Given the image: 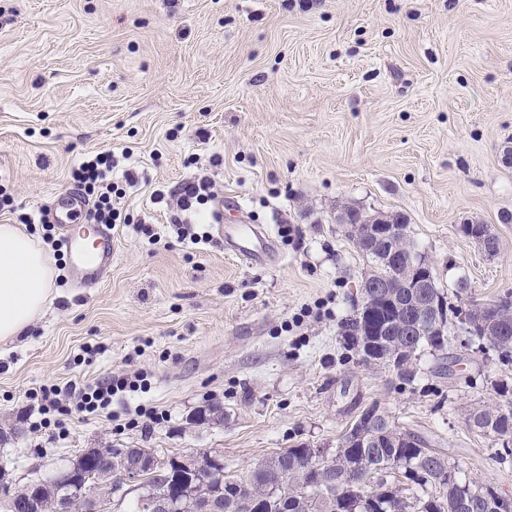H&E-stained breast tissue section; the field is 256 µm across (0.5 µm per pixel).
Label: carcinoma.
Wrapping results in <instances>:
<instances>
[{"label": "carcinoma", "instance_id": "carcinoma-1", "mask_svg": "<svg viewBox=\"0 0 512 512\" xmlns=\"http://www.w3.org/2000/svg\"><path fill=\"white\" fill-rule=\"evenodd\" d=\"M394 220L401 230L399 252L397 259L382 268L384 275L398 284V287L389 289L390 298L397 306H407L414 323L417 313L410 303L414 294L419 292L438 305L439 322L425 321L417 328H410L408 333L398 330L395 324L386 327L384 322L397 319V315L379 300L371 312L342 322L341 328L350 348L354 350L357 347L354 332H381L385 356L380 361L392 364L399 379L409 384L414 381L415 372L412 369L398 371L401 347L412 345L417 351H442L448 341V328L456 327L467 335L469 341L496 351L501 364L512 366V315L505 311L497 314L495 329L488 334L483 326L476 323L475 315H470L468 322L463 320L469 309V304L462 298L467 283L460 282L454 303L448 301L435 283L430 288L400 287L404 281L403 262L423 261L425 257L408 238L407 219L398 215ZM495 391L501 400L492 405L472 407L467 420H477L473 428L501 442L502 451L498 452L497 460L505 465L512 462V388L501 381L495 384ZM399 433L395 441L379 438L378 445L372 448H364L355 441L348 447L336 448L323 462L327 471L318 486L312 483L307 446L303 444L276 453L243 475L203 470L194 475L171 467L143 475L140 484L144 491L156 493L165 492L176 484H196L198 491L224 502V512H363V483L357 476L345 475V468L366 457L380 467L394 465L395 471L403 474L410 485L422 491L420 495L408 496L404 494L405 488L382 481L377 485V492L382 503L387 505L383 512H451L448 496L440 491L443 483L433 479L426 468L427 461L440 452L430 447V442L419 434L402 429ZM93 485L95 503L91 506L86 503L81 490L69 484L48 485L43 490L42 502L46 509L51 510L56 507V500L67 498L75 512H85L91 507L96 512H111L110 485L102 480L93 482Z\"/></svg>", "mask_w": 512, "mask_h": 512}]
</instances>
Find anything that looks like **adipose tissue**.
I'll return each mask as SVG.
<instances>
[{"label": "adipose tissue", "mask_w": 512, "mask_h": 512, "mask_svg": "<svg viewBox=\"0 0 512 512\" xmlns=\"http://www.w3.org/2000/svg\"><path fill=\"white\" fill-rule=\"evenodd\" d=\"M55 274L21 225L0 224V342L22 336L51 302Z\"/></svg>", "instance_id": "1"}]
</instances>
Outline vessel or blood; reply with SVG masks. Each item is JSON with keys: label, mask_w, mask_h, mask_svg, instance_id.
<instances>
[{"label": "vessel or blood", "mask_w": 512, "mask_h": 512, "mask_svg": "<svg viewBox=\"0 0 512 512\" xmlns=\"http://www.w3.org/2000/svg\"><path fill=\"white\" fill-rule=\"evenodd\" d=\"M87 211V201L78 193L67 190L58 211L47 212L46 217L49 222L64 225L61 244L69 262L81 273L84 282L91 284L111 269L116 244L111 225L97 224L91 231H82V216ZM219 231L230 252L241 258L256 260L272 248L271 239L253 226L223 224Z\"/></svg>", "instance_id": "obj_1"}]
</instances>
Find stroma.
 <instances>
[{
    "mask_svg": "<svg viewBox=\"0 0 512 512\" xmlns=\"http://www.w3.org/2000/svg\"><path fill=\"white\" fill-rule=\"evenodd\" d=\"M512 0H0V186L35 213L86 156L128 152L112 203L117 255L98 285L75 287L51 254L57 294L27 335L0 343V476L45 478L108 444L158 458L198 452L243 474L299 444L335 448L378 405L451 451L461 478L512 497V467L465 416L495 400L505 368L449 330L413 383L361 363L341 324L369 262L338 216L401 213L440 288L477 303L512 292ZM139 183L123 184L124 169ZM214 201L182 244L172 206L192 176ZM268 231L258 262L226 253L215 213ZM149 220L153 243L137 227ZM487 225L485 255L461 231ZM97 347L91 362L83 346ZM110 375L148 392L112 410L155 408L150 428L79 415L66 438L34 430L31 390ZM221 405L220 423L198 421Z\"/></svg>",
    "mask_w": 512,
    "mask_h": 512,
    "instance_id": "obj_1",
    "label": "stroma"
}]
</instances>
